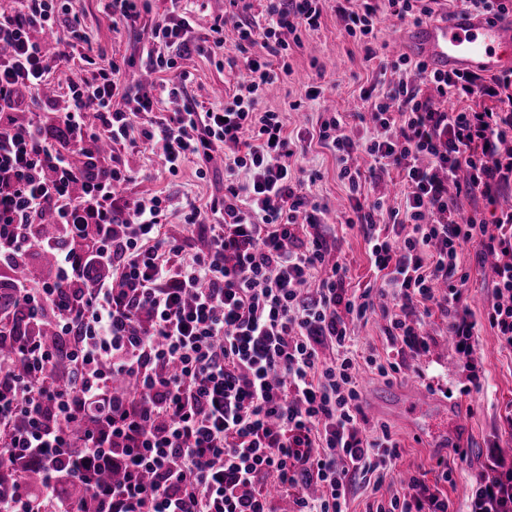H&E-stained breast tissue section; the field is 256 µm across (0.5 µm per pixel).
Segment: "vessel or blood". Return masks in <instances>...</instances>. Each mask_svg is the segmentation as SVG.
Returning <instances> with one entry per match:
<instances>
[{"instance_id": "vessel-or-blood-1", "label": "vessel or blood", "mask_w": 512, "mask_h": 512, "mask_svg": "<svg viewBox=\"0 0 512 512\" xmlns=\"http://www.w3.org/2000/svg\"><path fill=\"white\" fill-rule=\"evenodd\" d=\"M405 50L441 71L491 73L512 68V17L457 13L409 30Z\"/></svg>"}]
</instances>
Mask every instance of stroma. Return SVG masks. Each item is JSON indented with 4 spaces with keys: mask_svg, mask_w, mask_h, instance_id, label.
<instances>
[{
    "mask_svg": "<svg viewBox=\"0 0 512 512\" xmlns=\"http://www.w3.org/2000/svg\"><path fill=\"white\" fill-rule=\"evenodd\" d=\"M168 5V0H149V10L136 26L116 28L102 0H70L100 64H108L115 57L130 59L131 64L123 68L120 81L134 89L140 86L141 68L134 65L133 59L148 40L154 14L163 12ZM363 56L361 44L345 34L334 8L326 7L320 28L302 34L300 45L291 46L288 52L291 72L280 76L263 96L261 109L284 113L292 128L301 121L318 118L323 112H352L358 103L360 85L372 76ZM181 67L191 75L190 100L201 111L223 106L226 95L238 81L237 74L217 67L215 59L194 52L182 59ZM317 84L324 89L323 98L308 100L309 86ZM295 101L301 102L300 110L292 109ZM129 161L134 179L124 189L128 196L164 193L202 204L224 192V168L219 164L211 166L206 178L201 180L195 174V164H184L173 176L165 171L157 155L144 148L137 149ZM297 163L321 173L320 180L309 189L312 196L334 207L345 201L348 190L337 176L336 159L329 150L312 144ZM325 230L327 235L338 238L336 254L349 267L352 287H365L374 274L362 235L355 230H342L338 218L333 216L329 217ZM460 264L470 274L467 293L471 308L488 307L494 300L488 268L478 266L471 247L461 254ZM426 331L428 353L409 357L406 369L397 379L388 381L364 371L361 404L369 421L387 425L400 443L393 477L383 487L385 495L404 493L405 477L419 471L425 473L428 484H435L437 459L457 444L467 449L468 461L456 467L452 483L445 485L443 491L448 496L450 512H470L478 475L490 465L499 470L512 468V438L501 433L504 408L512 403V351L501 348L494 330L486 324L479 327L473 339V352L468 356L453 350L446 320L431 317ZM475 371L481 376L477 384L470 379ZM396 390L410 399L423 390L433 397L447 398L449 406L462 409L465 423L444 438L432 434L419 438L414 425L429 422L432 410L410 407L393 414L374 409L370 403L372 394Z\"/></svg>",
    "mask_w": 512,
    "mask_h": 512,
    "instance_id": "35a3bbf8",
    "label": "stroma"
}]
</instances>
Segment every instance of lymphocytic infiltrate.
I'll return each instance as SVG.
<instances>
[{"instance_id": "f902f5d3", "label": "lymphocytic infiltrate", "mask_w": 512, "mask_h": 512, "mask_svg": "<svg viewBox=\"0 0 512 512\" xmlns=\"http://www.w3.org/2000/svg\"><path fill=\"white\" fill-rule=\"evenodd\" d=\"M326 2L265 0L236 21L224 63L245 78L204 112L187 104L179 62L223 48V18L197 38L191 9L170 0L139 54L159 78L153 97L121 87V63H97L68 0L0 9V471L12 475L0 512H279L284 495L294 512H348L350 492L380 489L400 456L390 429L362 409L360 367L393 379L407 354L428 351L423 326L435 314L457 352H471L482 321L512 349V210L489 221L461 205L493 207L512 191V152L502 149L512 139V69L443 72L402 54L379 64L351 120H320L314 135L348 186L344 224L363 236L375 274L351 287L319 231L331 208L305 192L320 171L288 163L309 135L259 107L290 69L289 37L318 30ZM441 2L336 0L335 11L369 62L381 16L419 24ZM257 43L263 55L251 54ZM74 55L87 75L70 84L66 111L30 114L52 59ZM99 141L106 152L89 150ZM137 146L173 175L192 161L203 178L222 159L223 195L203 206L123 197L133 179L124 152ZM357 154L367 168L352 166ZM392 173L394 207L379 193ZM175 210L205 248L165 232ZM469 243L494 259V301L480 317L458 266ZM35 255L48 260L36 279L25 272ZM375 316L386 322L384 351L364 356L354 328ZM48 325L56 344L43 338ZM326 347L335 357H322ZM118 376L132 389H114ZM66 474L83 498L71 497ZM310 484L319 495L306 493ZM373 505L449 509L421 475Z\"/></svg>"}]
</instances>
